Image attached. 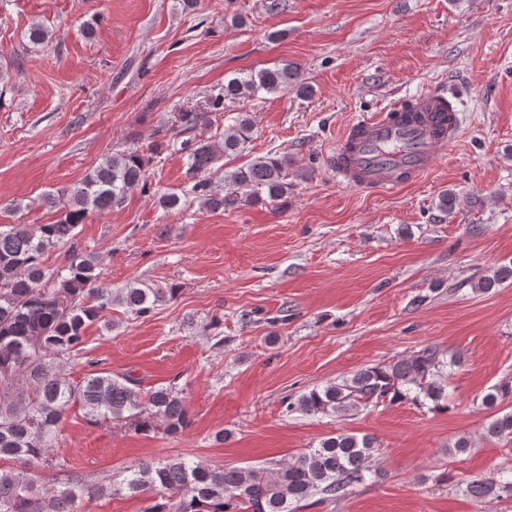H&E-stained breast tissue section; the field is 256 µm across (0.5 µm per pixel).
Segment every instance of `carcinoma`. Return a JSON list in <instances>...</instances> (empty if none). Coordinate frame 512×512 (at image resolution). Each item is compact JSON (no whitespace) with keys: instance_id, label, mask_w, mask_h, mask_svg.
<instances>
[{"instance_id":"1","label":"carcinoma","mask_w":512,"mask_h":512,"mask_svg":"<svg viewBox=\"0 0 512 512\" xmlns=\"http://www.w3.org/2000/svg\"><path fill=\"white\" fill-rule=\"evenodd\" d=\"M50 30L36 21L28 40L43 45ZM298 85L301 95L312 88L298 84L297 69L285 64L232 78L223 92L212 97L209 109L224 110V100L273 93ZM202 112H181L180 132L202 121ZM253 133L247 116L224 133L222 147L204 139L183 142L189 172L197 177L191 191L215 211L227 196L212 181L224 156L244 149ZM152 158L137 150H118L106 157L76 186L49 197L62 210L53 224L0 225V460L16 464L0 468V512H77L86 497L122 493L155 495L142 512H297V505L314 496L335 499L363 484L372 475L377 454L368 435L341 433L318 441L297 458L269 469L261 466L209 467L188 457L144 460L125 468L108 484L90 485L76 476L59 488H35L31 472L48 463L56 430L69 406L77 404L86 419L98 423H132L148 433L174 436L190 424L181 391L173 386L143 390L138 379L100 369L80 381L69 380L64 362L82 349L84 329L99 320L112 305L124 306L136 316L149 314L175 288L149 286L112 290L101 283L98 256L71 250L64 269H50L43 256L66 244L91 213L121 205L134 190H146ZM287 161L259 156L229 174L224 186L245 193L253 202L275 201L288 192ZM512 280V267L501 266L480 281L488 290ZM459 365L432 346L386 365L360 369L340 383H331L299 395L288 411L307 415L347 414L361 406L393 405L411 401L435 410L448 409V375ZM512 396V381L493 386L482 398L493 407ZM485 437L512 442V411L495 414ZM467 492L478 501L512 497V467L488 478H474Z\"/></svg>"}]
</instances>
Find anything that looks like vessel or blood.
Returning <instances> with one entry per match:
<instances>
[{"label": "vessel or blood", "mask_w": 512, "mask_h": 512, "mask_svg": "<svg viewBox=\"0 0 512 512\" xmlns=\"http://www.w3.org/2000/svg\"><path fill=\"white\" fill-rule=\"evenodd\" d=\"M414 114L388 107L346 128L330 154L337 181L370 192L420 182L447 155L460 129L456 101L442 89L418 95Z\"/></svg>", "instance_id": "vessel-or-blood-1"}]
</instances>
